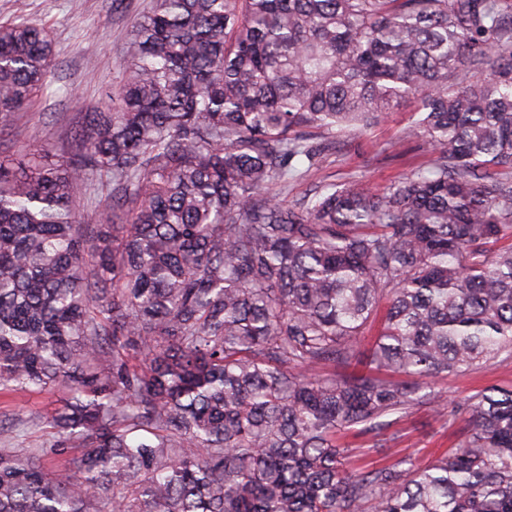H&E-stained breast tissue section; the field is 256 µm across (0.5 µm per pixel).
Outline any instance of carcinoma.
<instances>
[{"mask_svg": "<svg viewBox=\"0 0 512 512\" xmlns=\"http://www.w3.org/2000/svg\"><path fill=\"white\" fill-rule=\"evenodd\" d=\"M52 57L0 26L1 117ZM121 67L82 153L0 162V391L70 392L48 443L0 425V512H512V388L426 465L340 443L512 356V0H152ZM409 99L428 166L271 193Z\"/></svg>", "mask_w": 512, "mask_h": 512, "instance_id": "obj_1", "label": "carcinoma"}]
</instances>
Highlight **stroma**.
<instances>
[{
    "label": "stroma",
    "instance_id": "obj_1",
    "mask_svg": "<svg viewBox=\"0 0 512 512\" xmlns=\"http://www.w3.org/2000/svg\"><path fill=\"white\" fill-rule=\"evenodd\" d=\"M150 7V0H0V24L26 22L45 28L54 47L53 79L33 104L0 122V161H21L34 145L54 157L71 156L73 139L86 112L102 106L119 86V61L132 25ZM413 104H405L359 132L323 135L327 148L318 166L305 177L275 186L274 195L293 202L316 187L336 182L380 190L424 166L429 154L422 139L408 136ZM512 386V360L499 359L490 368L442 374L432 387L435 404L411 409L394 426L390 448L371 454L369 463L395 462L407 449L428 462L460 439L463 418L458 411L480 388ZM67 391L0 394V420L18 415L44 417L60 406Z\"/></svg>",
    "mask_w": 512,
    "mask_h": 512
}]
</instances>
